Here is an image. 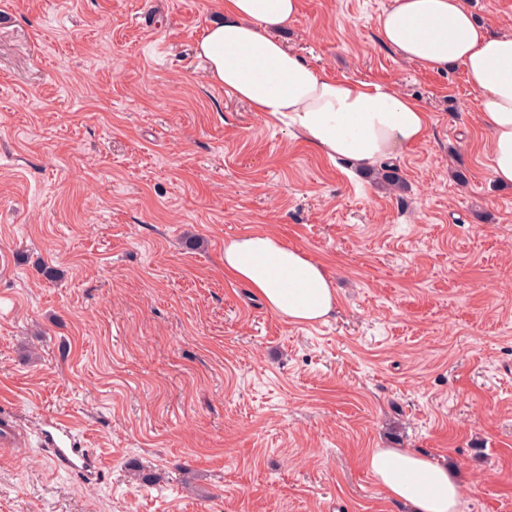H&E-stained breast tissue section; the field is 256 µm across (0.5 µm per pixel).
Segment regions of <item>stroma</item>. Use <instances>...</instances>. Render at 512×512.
<instances>
[{
  "label": "stroma",
  "mask_w": 512,
  "mask_h": 512,
  "mask_svg": "<svg viewBox=\"0 0 512 512\" xmlns=\"http://www.w3.org/2000/svg\"><path fill=\"white\" fill-rule=\"evenodd\" d=\"M390 3L300 0L278 37L425 108L397 195L209 80L224 0H0V404L25 435L0 512H405L375 448L512 512V186L462 66L380 42ZM464 4L512 33V0ZM247 232L322 264L334 313L289 323L227 277ZM53 417L96 469L51 461Z\"/></svg>",
  "instance_id": "obj_1"
}]
</instances>
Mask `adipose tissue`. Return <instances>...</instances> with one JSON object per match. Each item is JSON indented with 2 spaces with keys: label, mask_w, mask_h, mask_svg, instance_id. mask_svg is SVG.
<instances>
[{
  "label": "adipose tissue",
  "mask_w": 512,
  "mask_h": 512,
  "mask_svg": "<svg viewBox=\"0 0 512 512\" xmlns=\"http://www.w3.org/2000/svg\"><path fill=\"white\" fill-rule=\"evenodd\" d=\"M298 14L299 0H224L223 21L209 25L197 44L211 81L253 111L286 119L320 155L359 170L427 138L429 117L415 99L388 85L329 77L278 40L276 31ZM378 32L408 62L431 70L463 66L492 175L512 185V33H489L463 0H391ZM224 273L293 324L322 321L336 309L324 267L270 234L227 238ZM367 467L411 512H458L462 487L446 465L408 450L376 448Z\"/></svg>",
  "instance_id": "adipose-tissue-1"
}]
</instances>
